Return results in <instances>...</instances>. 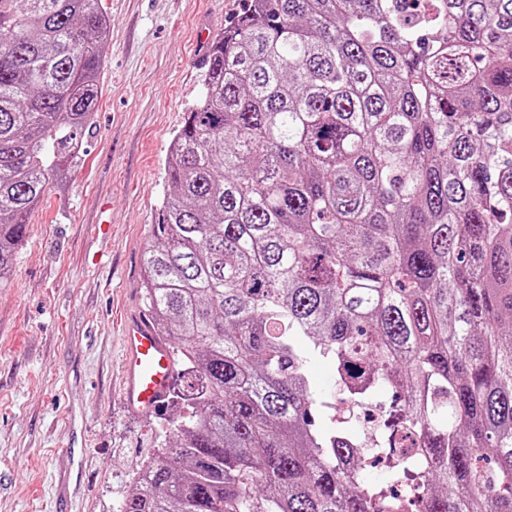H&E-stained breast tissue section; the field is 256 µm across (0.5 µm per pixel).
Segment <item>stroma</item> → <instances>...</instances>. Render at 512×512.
<instances>
[{
  "instance_id": "35a3bbf8",
  "label": "stroma",
  "mask_w": 512,
  "mask_h": 512,
  "mask_svg": "<svg viewBox=\"0 0 512 512\" xmlns=\"http://www.w3.org/2000/svg\"><path fill=\"white\" fill-rule=\"evenodd\" d=\"M101 98L65 193L50 192L0 288V512H118L159 444L119 393L124 318L172 136L201 97L204 42L243 0H105Z\"/></svg>"
}]
</instances>
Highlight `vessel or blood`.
<instances>
[{
	"label": "vessel or blood",
	"mask_w": 512,
	"mask_h": 512,
	"mask_svg": "<svg viewBox=\"0 0 512 512\" xmlns=\"http://www.w3.org/2000/svg\"><path fill=\"white\" fill-rule=\"evenodd\" d=\"M124 403L131 410L150 414L164 400L173 375V356L168 342L151 323L133 316L123 327Z\"/></svg>",
	"instance_id": "1"
}]
</instances>
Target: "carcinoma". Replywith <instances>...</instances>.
<instances>
[{"label":"carcinoma","mask_w":512,"mask_h":512,"mask_svg":"<svg viewBox=\"0 0 512 512\" xmlns=\"http://www.w3.org/2000/svg\"><path fill=\"white\" fill-rule=\"evenodd\" d=\"M111 26L0 0V288ZM203 85L143 262L179 414L122 512H512V0H245ZM317 357L398 394L371 442ZM309 371L325 397L334 402V396L337 394L333 383L335 370L329 359L322 357L314 359L309 364Z\"/></svg>","instance_id":"cac0c4a2"}]
</instances>
